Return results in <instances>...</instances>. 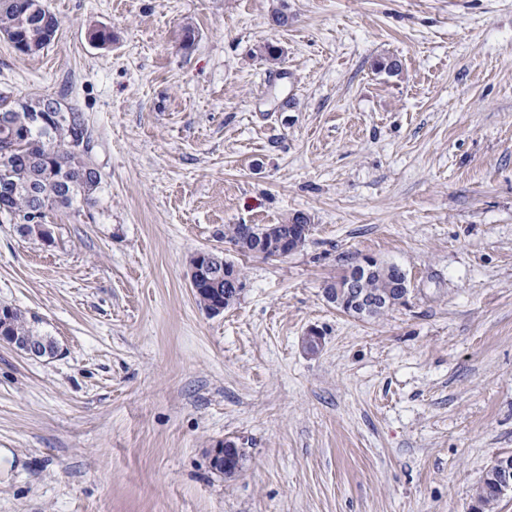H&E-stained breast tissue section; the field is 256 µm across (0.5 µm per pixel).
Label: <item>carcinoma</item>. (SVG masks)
Listing matches in <instances>:
<instances>
[{
    "mask_svg": "<svg viewBox=\"0 0 512 512\" xmlns=\"http://www.w3.org/2000/svg\"><path fill=\"white\" fill-rule=\"evenodd\" d=\"M60 21L51 13L43 0H0V30L15 36L14 49L34 45L47 47L56 34ZM45 132L34 124V114L14 104L9 97H0V184L32 185L38 189L47 217L50 211H67L77 200H93L97 187L88 186L87 173L91 172L89 150H75L69 146V135L44 143ZM33 201L22 191L3 201L0 208L13 215L16 232L23 238L30 234L26 217ZM349 273L359 276L358 287L373 297L385 296L393 291L391 276L386 269L369 275L358 274L355 267ZM5 336H37L47 348L53 341L34 328L27 317L14 310L9 317ZM501 500L492 471H487L471 498L472 512H496Z\"/></svg>",
    "mask_w": 512,
    "mask_h": 512,
    "instance_id": "obj_1",
    "label": "carcinoma"
}]
</instances>
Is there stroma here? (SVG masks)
Returning a JSON list of instances; mask_svg holds the SVG:
<instances>
[{"label":"stroma","instance_id":"35a3bbf8","mask_svg":"<svg viewBox=\"0 0 512 512\" xmlns=\"http://www.w3.org/2000/svg\"><path fill=\"white\" fill-rule=\"evenodd\" d=\"M44 3L58 34L0 35V94L78 107L100 187L53 246L0 223V307L58 346L0 342V512H469L512 455V0ZM296 212L288 257L224 241ZM201 250L241 271L218 315ZM365 256L409 280L376 320L323 297ZM218 257L224 264V273L222 271H214L211 268L213 256L211 251L203 250L199 251L195 255V265L192 266L188 273L189 284L194 292L198 294L200 292H212L213 289L217 291L220 289L219 285L223 280L222 288L224 289V296H228L230 293L238 295L241 292V280H239L237 273L240 277V270H237L236 266H231L229 262L224 261L223 252H218ZM213 287V288H207ZM242 458L238 446L232 441L225 440L211 450L210 464L213 470L224 474V471L231 469L234 463L236 464V469H238Z\"/></svg>","mask_w":512,"mask_h":512}]
</instances>
